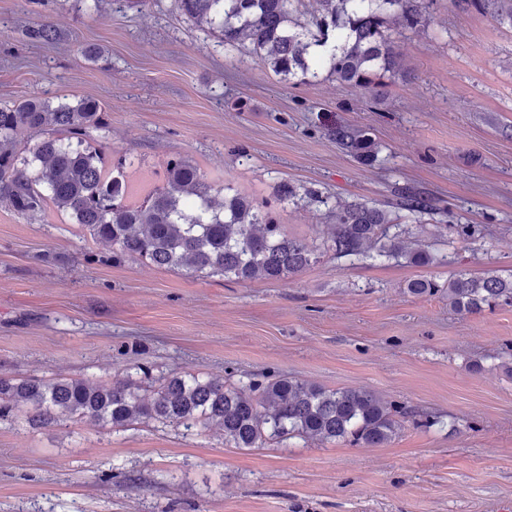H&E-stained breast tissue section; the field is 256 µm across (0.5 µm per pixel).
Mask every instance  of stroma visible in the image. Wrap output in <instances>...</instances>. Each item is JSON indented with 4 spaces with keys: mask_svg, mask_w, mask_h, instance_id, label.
Returning <instances> with one entry per match:
<instances>
[{
    "mask_svg": "<svg viewBox=\"0 0 512 512\" xmlns=\"http://www.w3.org/2000/svg\"><path fill=\"white\" fill-rule=\"evenodd\" d=\"M425 6L427 24L399 38L402 75L365 91L281 83L217 46L177 0H0V105L98 101L108 131L89 141L106 164L134 159L139 184L181 156L270 201L285 180L379 206L409 188L434 209L397 210L398 222L440 260L328 254L292 278L236 283L113 261L66 216L31 220L0 202V375L270 373L366 388L440 420L378 447L240 449L212 428L33 429L20 408L0 418V512H512V306L463 317L445 296L404 291L461 270L512 274V29L453 0ZM43 21L53 44L32 33ZM85 46L103 58L89 62ZM337 122L369 132L373 164L336 145ZM279 217L308 243L331 236L316 201ZM457 224L479 232L458 237Z\"/></svg>",
    "mask_w": 512,
    "mask_h": 512,
    "instance_id": "obj_1",
    "label": "stroma"
}]
</instances>
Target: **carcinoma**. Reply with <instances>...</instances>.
<instances>
[{
    "mask_svg": "<svg viewBox=\"0 0 512 512\" xmlns=\"http://www.w3.org/2000/svg\"><path fill=\"white\" fill-rule=\"evenodd\" d=\"M301 0H178L181 13L210 33L226 51L260 58L280 82L294 86L318 78L370 90L402 70L399 36L424 23L420 0H317L316 13L298 9ZM512 29V0H454ZM104 128L99 103L88 98L52 105L32 98L0 106V199L35 218L49 207L71 217L95 242L112 245V260H147L199 277L241 282L280 281L317 263L324 248L290 237L268 203L231 184L208 181L193 161L167 162L161 183L143 200L129 201L132 160L108 168L85 140L87 128ZM40 133L29 155H16L22 134ZM336 143L366 164L377 150L368 134L341 124L330 129ZM403 203L427 210L419 193L406 189ZM334 232L327 249L338 258H403L433 266L437 256L409 249L390 212L363 202L329 208ZM412 295L448 296L456 314L478 315L512 305V275L460 271L441 284L433 278L407 284ZM248 390L197 374H176L151 395L128 372L103 385L88 379H26L0 375V416L28 406L33 426L77 418L124 428L158 423L191 432L215 423L232 448H264L294 438L380 446L413 419L407 408L384 401L366 388L328 389L279 376L248 380Z\"/></svg>",
    "mask_w": 512,
    "mask_h": 512,
    "instance_id": "obj_1",
    "label": "carcinoma"
}]
</instances>
